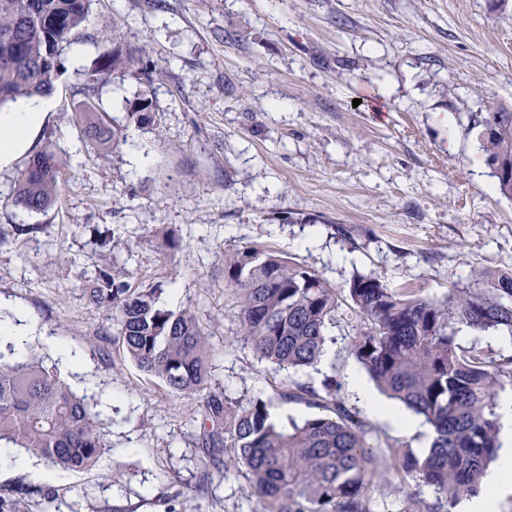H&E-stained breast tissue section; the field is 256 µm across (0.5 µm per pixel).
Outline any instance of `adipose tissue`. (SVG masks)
Masks as SVG:
<instances>
[{"label": "adipose tissue", "instance_id": "1", "mask_svg": "<svg viewBox=\"0 0 512 512\" xmlns=\"http://www.w3.org/2000/svg\"><path fill=\"white\" fill-rule=\"evenodd\" d=\"M44 107L42 100L31 99L0 113V165L26 146L44 118ZM499 415L503 446L497 466L484 476L482 491L461 502L459 512H499L501 500L512 494V395L501 396Z\"/></svg>", "mask_w": 512, "mask_h": 512}]
</instances>
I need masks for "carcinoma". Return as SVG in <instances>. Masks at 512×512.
<instances>
[{"instance_id":"carcinoma-1","label":"carcinoma","mask_w":512,"mask_h":512,"mask_svg":"<svg viewBox=\"0 0 512 512\" xmlns=\"http://www.w3.org/2000/svg\"><path fill=\"white\" fill-rule=\"evenodd\" d=\"M91 0H0V108L20 98L43 97L55 89L60 59L77 40ZM112 48L99 57L88 78L92 91L110 71L135 73L138 49L117 35L103 36ZM79 113L85 139L117 147L122 126ZM137 126L155 123L149 91L126 103ZM486 163L501 195L512 199V109L500 107L477 120ZM59 164L50 147L32 154L15 183L11 205L27 213L44 210L57 189ZM224 280L239 295V334L260 358L302 369L321 361L328 332L336 327L343 301L363 323L351 351L377 387L425 419L434 430L426 452L409 449L390 467L400 485L434 490L435 502L409 494V512H453L459 500L478 490L500 448L498 393L512 384V357L498 358L482 344L489 331L512 334V274L487 288H455L443 300L407 295L372 275H355L336 289L315 271L256 247L224 253ZM160 288H131L124 272L105 265L95 277L90 300L110 312L117 342L150 377L172 394L198 397L202 421L197 440L213 458L232 452L246 479V491L263 512H373V494L386 477L375 449L341 405L333 414H314L298 424L272 421L260 398L233 408L223 393L208 389L210 347L188 309L158 305ZM473 332L457 343L458 326ZM325 409L305 385L283 393ZM24 449L53 466L88 471L112 448L94 405L76 395L55 365L36 355L0 349V444ZM51 504L50 489L0 488V512H23L30 499Z\"/></svg>"}]
</instances>
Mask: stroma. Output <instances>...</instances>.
Returning a JSON list of instances; mask_svg holds the SVG:
<instances>
[{
    "mask_svg": "<svg viewBox=\"0 0 512 512\" xmlns=\"http://www.w3.org/2000/svg\"><path fill=\"white\" fill-rule=\"evenodd\" d=\"M115 30L140 48L141 70L87 73ZM28 149L0 167V313L41 329L26 348L57 362L92 396L112 449L89 472L0 464V486L52 489L56 512H260L234 471L209 494L189 491L204 470L197 398L145 375L114 341L108 312L86 290L100 267L131 287L161 284L159 303L190 309L209 336L210 387L230 402L260 398L303 421L307 403H282L296 385L323 391L355 414L386 463L430 447L434 433L373 418L347 382L361 328L342 304L329 365L281 369L241 339L238 295L224 254L254 246L314 270L331 286L357 274L445 299L473 272H512V200L496 190L474 119L512 108V11L491 0H92L77 42ZM149 90L154 126L126 121L125 103ZM125 124L116 148L86 144L85 103ZM52 145L55 202L27 214L9 202L31 153ZM18 224L40 225L33 235ZM111 234L101 246L97 230ZM176 239L180 246L169 249Z\"/></svg>",
    "mask_w": 512,
    "mask_h": 512,
    "instance_id": "obj_1",
    "label": "stroma"
}]
</instances>
